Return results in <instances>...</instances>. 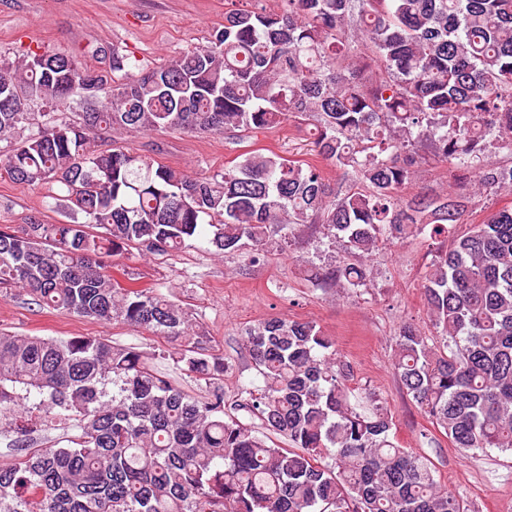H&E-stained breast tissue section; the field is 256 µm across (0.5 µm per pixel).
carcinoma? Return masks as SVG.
<instances>
[{"instance_id":"obj_1","label":"carcinoma","mask_w":512,"mask_h":512,"mask_svg":"<svg viewBox=\"0 0 512 512\" xmlns=\"http://www.w3.org/2000/svg\"><path fill=\"white\" fill-rule=\"evenodd\" d=\"M382 78H363L371 66ZM89 69L61 53L0 63V170L54 183L83 221L0 227V288L83 318L122 321L180 341L168 354L205 384L193 396L133 347L86 336L0 333V431L24 434L32 410L73 421L59 448L0 466V512H468L431 461L395 439L391 412L351 402V367L313 321L273 316L242 332L262 386L244 407L288 446L268 443L224 401V357L198 347L197 324L168 296L122 287L108 259L165 255L205 232L224 254H260L321 224L354 261H330L318 284L366 285L363 258L385 240L429 231L423 284L436 336L398 328L402 388L461 450L512 452V207L452 238L478 190L512 191V0H281L234 8L208 44L143 66ZM74 100L77 121L30 111ZM316 122L314 151L352 177L250 152L204 178L122 146L114 130L242 138L285 121ZM448 164L445 194L402 200L416 170Z\"/></svg>"}]
</instances>
